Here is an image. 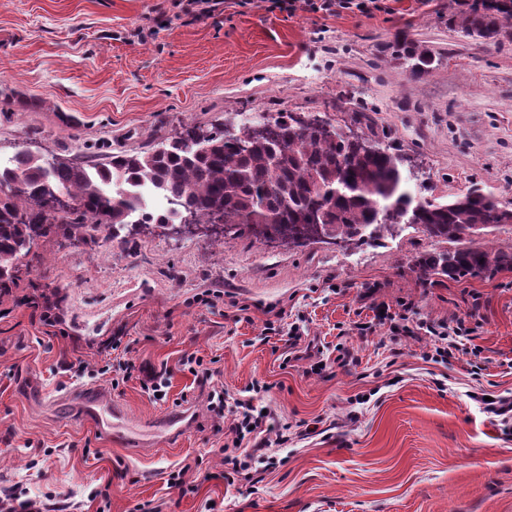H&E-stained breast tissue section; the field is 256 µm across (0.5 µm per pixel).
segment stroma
I'll list each match as a JSON object with an SVG mask.
<instances>
[{"label":"stroma","instance_id":"1","mask_svg":"<svg viewBox=\"0 0 512 512\" xmlns=\"http://www.w3.org/2000/svg\"><path fill=\"white\" fill-rule=\"evenodd\" d=\"M385 2L335 16L239 5L164 28V0H0V160L21 149L101 160L193 126L291 112L339 128L360 120L405 157L414 197L445 201L477 185L512 208V38L485 43L449 27L458 0ZM410 40L426 43L430 74L397 58ZM449 247L404 225L347 249L245 229L216 244L157 224L41 243L0 298V492L19 485L70 512H142L159 500L169 512H512V422L481 401L512 397V265L420 279L416 260ZM40 295L58 301L65 336L32 319L24 301ZM380 303L416 321L469 313L475 333L453 357L429 360L430 337L374 324ZM273 311L287 325L305 319L322 370L291 358L287 333L266 335ZM361 322L372 325L362 335ZM106 341L117 345L108 357ZM187 354L213 363L227 400L259 383L255 406L328 431L290 441L261 482H228ZM109 357L131 373L100 374ZM155 370L170 381L161 400L141 385ZM85 386L124 406L137 443L109 442L83 421L75 394ZM187 405L196 414L180 440L156 429Z\"/></svg>","mask_w":512,"mask_h":512}]
</instances>
